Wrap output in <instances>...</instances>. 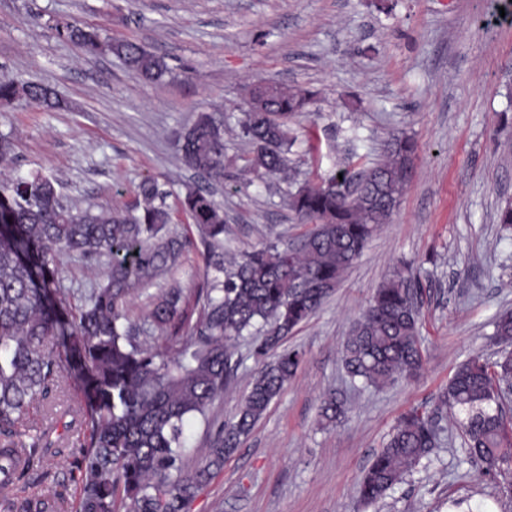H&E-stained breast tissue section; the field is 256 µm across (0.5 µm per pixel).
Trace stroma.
<instances>
[{
	"mask_svg": "<svg viewBox=\"0 0 512 512\" xmlns=\"http://www.w3.org/2000/svg\"><path fill=\"white\" fill-rule=\"evenodd\" d=\"M511 0H0V76L50 84L63 104L0 111V134L15 141L13 167L41 170L74 207L133 205L140 182L164 184L175 204L200 179L178 160L177 130L198 112H220L237 128L247 92L265 81L313 92L292 126L293 178L235 190L218 188L224 247L241 252L296 242L306 232L288 207L296 184L328 180L344 167L374 162L390 135L418 149L392 220L368 241L335 292L283 342L304 353L296 376L203 486L188 512H512L503 496L512 463L482 475L464 436L445 427L429 458L390 491L381 508L364 506L358 483L389 433L410 410L430 408L455 368L474 355L496 358L494 321L512 310V230L498 212L512 203ZM99 28L166 55L173 76L145 84L117 58L88 59L49 24ZM185 247L179 266L136 294L142 321L154 294L205 285L202 247L177 221ZM409 267L424 288V366L386 387L351 386L340 350L353 322L392 273ZM234 380L216 407L233 416L263 366L249 342L236 347ZM345 393L344 420L322 422L329 391ZM61 453L33 458L13 499L64 500L80 494L72 474L87 434L79 420L60 427Z\"/></svg>",
	"mask_w": 512,
	"mask_h": 512,
	"instance_id": "1",
	"label": "stroma"
}]
</instances>
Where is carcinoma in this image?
I'll return each mask as SVG.
<instances>
[{"mask_svg":"<svg viewBox=\"0 0 512 512\" xmlns=\"http://www.w3.org/2000/svg\"><path fill=\"white\" fill-rule=\"evenodd\" d=\"M52 29L88 57L110 54L154 86L172 75L165 58L135 41L103 39L97 30L69 22L57 21ZM312 99L307 90L273 83L249 89L239 136L250 145V156L240 175H287L296 141L291 121ZM20 100L44 112L60 107L49 85H18L1 76L0 109ZM178 152L186 168L224 182L219 115L198 113L178 136ZM416 152L411 137L394 135L376 165L342 168L340 177L298 187L289 208L314 229L295 245L269 244L229 259L223 206L213 192L187 187L180 206L204 246L206 286L191 297L176 286L166 289L153 297L141 323L129 317L135 293L171 271L184 248L158 181L140 183L141 201L132 208L77 211L60 205L58 180L49 175H0V505L11 504L23 475L15 466L18 451L28 462L45 458L56 445L54 429L32 434L20 426L30 407L59 383L63 353L81 401L75 410L53 412L51 423L76 414L88 427L75 461L81 482L76 512H187L199 488L223 470L224 456L296 375L303 353L281 348L282 341L321 307L368 239L390 222ZM61 256L103 267L77 305L60 287ZM420 292L407 268L375 290L342 347V366L351 378L381 389L421 370ZM254 332V352L266 363L190 470L191 428L198 420L209 422L234 376L237 343ZM494 336L512 343V311L497 317ZM511 388V352L493 360L476 355L458 365L435 407L438 413L448 406L456 410L466 453L488 475L512 458V420L502 407ZM345 410V399L330 393L321 417L335 422ZM436 439L430 416L406 414L360 481V501L380 504Z\"/></svg>","mask_w":512,"mask_h":512,"instance_id":"carcinoma-1","label":"carcinoma"}]
</instances>
